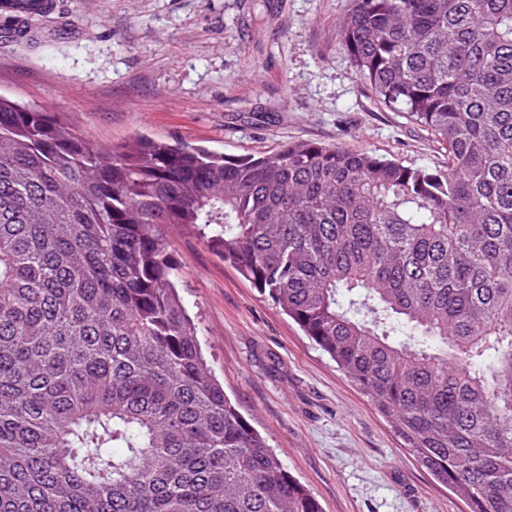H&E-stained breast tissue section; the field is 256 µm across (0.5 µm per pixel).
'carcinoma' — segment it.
<instances>
[{
    "label": "carcinoma",
    "instance_id": "1",
    "mask_svg": "<svg viewBox=\"0 0 512 512\" xmlns=\"http://www.w3.org/2000/svg\"><path fill=\"white\" fill-rule=\"evenodd\" d=\"M339 43L447 153L118 149L0 96V512H321L224 394L188 224L469 512H512V0H353Z\"/></svg>",
    "mask_w": 512,
    "mask_h": 512
}]
</instances>
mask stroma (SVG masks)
<instances>
[{
  "mask_svg": "<svg viewBox=\"0 0 512 512\" xmlns=\"http://www.w3.org/2000/svg\"><path fill=\"white\" fill-rule=\"evenodd\" d=\"M20 2L0 0V95L94 141L142 136L240 156L310 140L446 165L341 49L352 0H50L24 37ZM165 232L209 366L322 512H465L268 296L191 227Z\"/></svg>",
  "mask_w": 512,
  "mask_h": 512,
  "instance_id": "35a3bbf8",
  "label": "stroma"
}]
</instances>
